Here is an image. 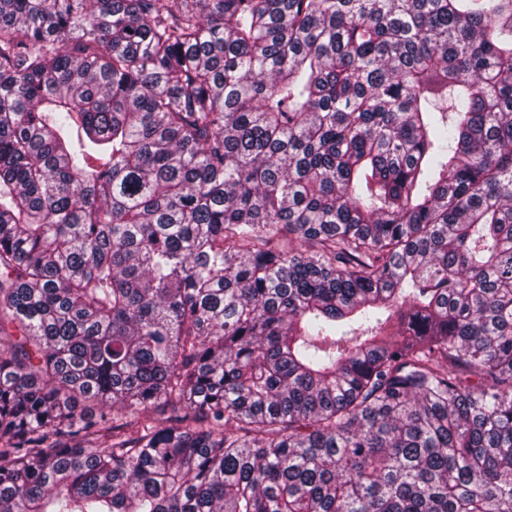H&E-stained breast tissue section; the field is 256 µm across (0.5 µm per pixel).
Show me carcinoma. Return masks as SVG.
Masks as SVG:
<instances>
[{
	"label": "carcinoma",
	"instance_id": "1",
	"mask_svg": "<svg viewBox=\"0 0 512 512\" xmlns=\"http://www.w3.org/2000/svg\"><path fill=\"white\" fill-rule=\"evenodd\" d=\"M0 512H512V0H0Z\"/></svg>",
	"mask_w": 512,
	"mask_h": 512
}]
</instances>
